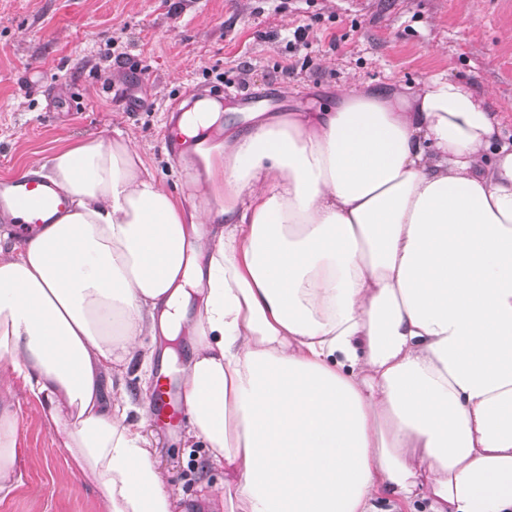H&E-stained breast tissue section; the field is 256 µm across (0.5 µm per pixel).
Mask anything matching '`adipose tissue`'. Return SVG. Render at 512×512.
<instances>
[{
  "label": "adipose tissue",
  "instance_id": "ef3b65f1",
  "mask_svg": "<svg viewBox=\"0 0 512 512\" xmlns=\"http://www.w3.org/2000/svg\"><path fill=\"white\" fill-rule=\"evenodd\" d=\"M448 77L320 112L182 103L173 193L127 138L28 171L69 209L0 247V379L105 512H174L113 373L192 338L181 397L227 512H512V146ZM17 425L0 398V494Z\"/></svg>",
  "mask_w": 512,
  "mask_h": 512
}]
</instances>
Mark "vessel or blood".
I'll return each mask as SVG.
<instances>
[{"label":"vessel or blood","instance_id":"obj_1","mask_svg":"<svg viewBox=\"0 0 512 512\" xmlns=\"http://www.w3.org/2000/svg\"><path fill=\"white\" fill-rule=\"evenodd\" d=\"M69 206L68 198L47 182L18 176L0 184V210L12 207L23 213L25 225L51 223ZM155 425L166 432L176 430L183 418L184 407L178 401L165 377H158L150 401Z\"/></svg>","mask_w":512,"mask_h":512}]
</instances>
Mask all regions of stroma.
<instances>
[{
	"instance_id": "35a3bbf8",
	"label": "stroma",
	"mask_w": 512,
	"mask_h": 512,
	"mask_svg": "<svg viewBox=\"0 0 512 512\" xmlns=\"http://www.w3.org/2000/svg\"><path fill=\"white\" fill-rule=\"evenodd\" d=\"M302 23L315 51L289 71L284 37ZM442 73L490 90L500 140L512 143V0H0V181L75 141L122 133L176 189L170 108L189 97L222 98L225 122L240 125L224 87L275 112H313L342 89L414 90ZM165 345L142 338L123 374L132 404L147 402ZM0 394L18 426L16 487L0 512H104L37 402L15 384ZM190 431L145 436L175 502L212 512L200 495L224 471Z\"/></svg>"
}]
</instances>
